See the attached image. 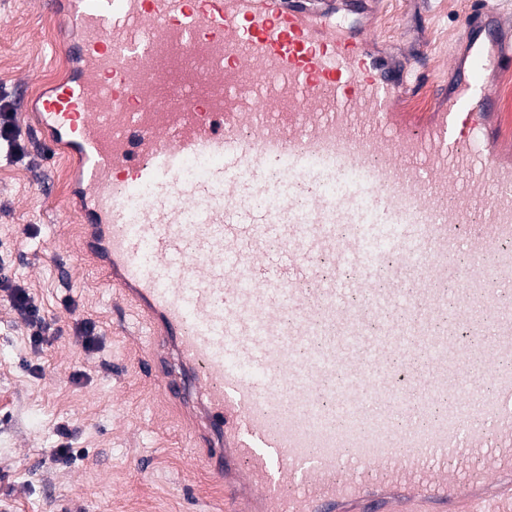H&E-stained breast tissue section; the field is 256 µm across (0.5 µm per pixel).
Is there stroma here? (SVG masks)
<instances>
[{"instance_id": "obj_1", "label": "stroma", "mask_w": 512, "mask_h": 512, "mask_svg": "<svg viewBox=\"0 0 512 512\" xmlns=\"http://www.w3.org/2000/svg\"><path fill=\"white\" fill-rule=\"evenodd\" d=\"M464 0H381L378 50L401 61L423 46L427 85L448 84L449 54L465 57ZM60 22L42 0H0V93L44 90L63 52ZM62 158L28 148L0 160V259L51 323L33 346L26 322L0 296V512H230L224 487L195 462L177 404L166 402L140 362V326L115 308L92 260L82 256L73 211L42 204L63 195ZM96 326L94 347L78 333ZM67 445L73 456L55 463Z\"/></svg>"}]
</instances>
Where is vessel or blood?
<instances>
[{
  "label": "vessel or blood",
  "mask_w": 512,
  "mask_h": 512,
  "mask_svg": "<svg viewBox=\"0 0 512 512\" xmlns=\"http://www.w3.org/2000/svg\"><path fill=\"white\" fill-rule=\"evenodd\" d=\"M358 7L58 0L74 67L35 133L73 156L82 251L234 512H512V114L485 80L512 9L471 0L469 64L421 117Z\"/></svg>",
  "instance_id": "vessel-or-blood-1"
}]
</instances>
